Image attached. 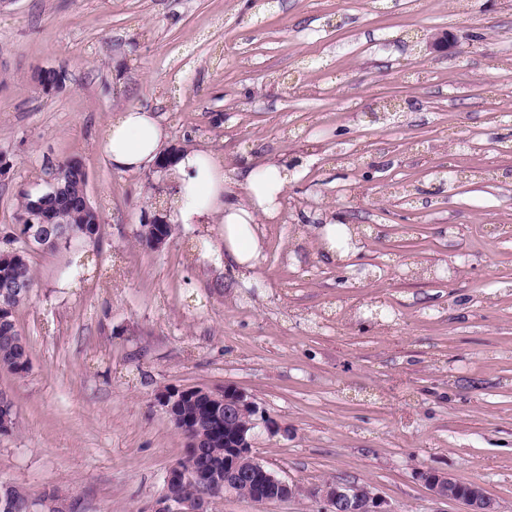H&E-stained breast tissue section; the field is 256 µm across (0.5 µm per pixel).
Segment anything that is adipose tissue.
<instances>
[{
	"instance_id": "1",
	"label": "adipose tissue",
	"mask_w": 512,
	"mask_h": 512,
	"mask_svg": "<svg viewBox=\"0 0 512 512\" xmlns=\"http://www.w3.org/2000/svg\"><path fill=\"white\" fill-rule=\"evenodd\" d=\"M167 146L168 134L160 117L133 106L112 117L98 143L112 167L124 173L141 171L166 154ZM289 172L286 163L276 161L244 171L245 192L240 195L226 186L223 158L199 150L179 152L169 169L176 193L165 218L172 224H219L223 267L245 276L264 258L261 224L277 216Z\"/></svg>"
}]
</instances>
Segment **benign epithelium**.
<instances>
[{"instance_id": "7a95c632", "label": "benign epithelium", "mask_w": 512, "mask_h": 512, "mask_svg": "<svg viewBox=\"0 0 512 512\" xmlns=\"http://www.w3.org/2000/svg\"><path fill=\"white\" fill-rule=\"evenodd\" d=\"M217 395L218 404L212 407L214 417L234 426L231 447L224 449V494L236 492L239 479L255 477L261 490L254 500L256 504L296 497L299 487L279 478L252 453L251 442L259 417L256 403L232 386L224 387ZM216 476L215 472L199 471L191 466L169 467L163 493L154 501L150 512H212L214 499L209 490L217 487ZM420 478L437 501L458 502L465 512H497L494 502L475 482L462 483L439 471L422 472ZM311 496L324 505L321 512H392L367 483L329 482L313 489Z\"/></svg>"}]
</instances>
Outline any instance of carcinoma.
Listing matches in <instances>:
<instances>
[{
	"label": "carcinoma",
	"mask_w": 512,
	"mask_h": 512,
	"mask_svg": "<svg viewBox=\"0 0 512 512\" xmlns=\"http://www.w3.org/2000/svg\"><path fill=\"white\" fill-rule=\"evenodd\" d=\"M64 175L63 189L51 188L47 192L32 197H23L18 209V234L13 242L18 247L0 250V284L8 289V294L0 293V369L22 378L30 370L31 360L27 343L21 335L15 320L16 310L29 302L34 288V278L29 262L30 252L35 249L54 250L73 240L95 243L100 237V214L88 211L78 197L79 185L88 179L83 165L70 160L58 166ZM47 208L54 211L57 222L64 225L66 234L59 236L54 231L42 230L40 237H26L32 224L38 222L40 212ZM169 237L172 227L154 225L138 233L139 240L147 247H154L157 235ZM213 392L204 393L198 388L172 401V413L186 426V438L193 442L191 448L195 463L199 466L214 465L224 472V431L218 430L215 422L206 418L208 407L216 404L211 399ZM16 425V410L8 396L0 392V435H9ZM7 509L0 512H29L35 497L27 490L8 484L4 492Z\"/></svg>",
	"instance_id": "cac0c4a2"
}]
</instances>
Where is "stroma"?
<instances>
[{
	"mask_svg": "<svg viewBox=\"0 0 512 512\" xmlns=\"http://www.w3.org/2000/svg\"><path fill=\"white\" fill-rule=\"evenodd\" d=\"M440 30L448 51L426 53ZM47 68L65 89L42 90ZM130 106L161 117L170 147L221 155L235 192L247 165L295 162L249 283L214 265L219 225L138 242L174 184L99 152ZM0 157V235L69 159L102 214L83 282V245L30 255L15 318L31 368L0 371L17 411L0 481L148 512L186 445L157 393L233 385L276 425L256 428L255 457L301 492L214 512H318L311 490L338 478L392 512H463L431 498L428 470L512 512V0H6ZM353 220L368 240L346 269L311 233Z\"/></svg>",
	"mask_w": 512,
	"mask_h": 512,
	"instance_id": "35a3bbf8",
	"label": "stroma"
}]
</instances>
